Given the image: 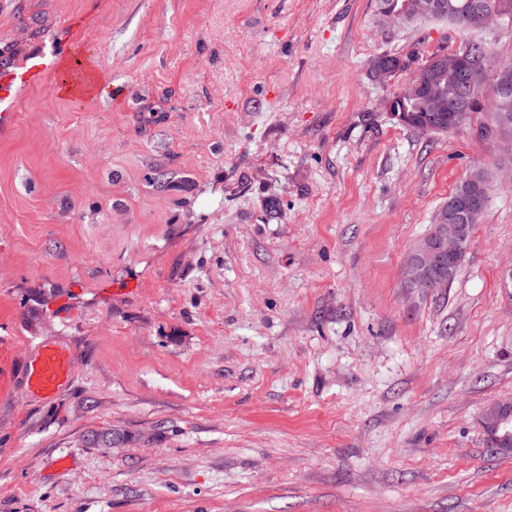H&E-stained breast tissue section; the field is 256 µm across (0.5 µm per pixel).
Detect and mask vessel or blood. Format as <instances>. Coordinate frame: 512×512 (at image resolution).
<instances>
[{
  "instance_id": "b4317fda",
  "label": "vessel or blood",
  "mask_w": 512,
  "mask_h": 512,
  "mask_svg": "<svg viewBox=\"0 0 512 512\" xmlns=\"http://www.w3.org/2000/svg\"><path fill=\"white\" fill-rule=\"evenodd\" d=\"M48 42V48L31 54L25 61L0 66V130L15 124L22 92L42 82L47 75L59 72L66 55L77 47L72 39L61 43L52 36ZM72 373L70 352L46 343L27 366L26 388L30 393L49 398L69 383Z\"/></svg>"
}]
</instances>
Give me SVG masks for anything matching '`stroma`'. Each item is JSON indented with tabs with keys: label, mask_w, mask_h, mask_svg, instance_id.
<instances>
[{
	"label": "stroma",
	"mask_w": 512,
	"mask_h": 512,
	"mask_svg": "<svg viewBox=\"0 0 512 512\" xmlns=\"http://www.w3.org/2000/svg\"><path fill=\"white\" fill-rule=\"evenodd\" d=\"M76 22L105 97L27 90L0 131V512H512V150L381 103L447 22L376 0H0V53ZM411 65L384 82L370 61ZM450 287L404 268L459 181ZM70 383L24 395L39 346ZM124 434L109 446L102 434ZM501 405V403L497 402L490 405L485 410L482 425L490 441V444L495 446V448L502 453L511 454L512 448L500 447V445L506 442L507 437L509 435L508 432H506L503 436L497 434L500 425L507 421V418L503 416V407H501ZM494 424L495 426H493Z\"/></svg>",
	"instance_id": "stroma-1"
}]
</instances>
